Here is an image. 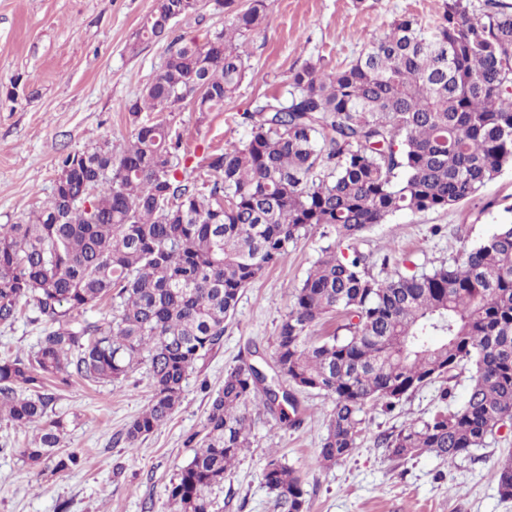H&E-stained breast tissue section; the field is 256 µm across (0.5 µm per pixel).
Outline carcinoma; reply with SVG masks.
Segmentation results:
<instances>
[{"instance_id":"carcinoma-1","label":"carcinoma","mask_w":512,"mask_h":512,"mask_svg":"<svg viewBox=\"0 0 512 512\" xmlns=\"http://www.w3.org/2000/svg\"><path fill=\"white\" fill-rule=\"evenodd\" d=\"M210 2L224 28L202 45L171 41L132 116L185 103L214 112L233 98L251 69L238 40L261 29L271 0ZM196 7L156 0L131 49L167 36ZM240 119L248 138L207 157L206 190L179 173L181 141L169 126L141 124L118 151L104 141L61 156L48 201L0 224V324L24 305L42 327L26 356L0 360V420L38 430L20 455L59 472L79 460L60 448L46 381L114 383L143 365L152 394L124 430L135 449L181 405L196 362L223 343L242 290L318 230L331 242L292 288L273 374L246 361L224 374L202 432L188 437L193 457L167 488L172 512H216L214 491L250 447L253 403L294 426L286 407L298 410L297 391L332 404L320 466L357 448L367 406L391 408L465 367V403L449 407L443 389L432 416L379 435L387 456L454 461L511 425L512 224L449 266L393 279L370 274L353 243L400 212L452 208L512 167V5L488 0L475 20L448 0L431 28L404 16L339 69L291 72L282 94L260 97ZM103 300L107 313L82 318ZM330 315L341 324L311 339ZM263 477L275 512H308L303 480L278 451ZM491 477L512 499V461Z\"/></svg>"}]
</instances>
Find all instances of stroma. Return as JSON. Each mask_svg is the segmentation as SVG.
<instances>
[{
    "label": "stroma",
    "mask_w": 512,
    "mask_h": 512,
    "mask_svg": "<svg viewBox=\"0 0 512 512\" xmlns=\"http://www.w3.org/2000/svg\"><path fill=\"white\" fill-rule=\"evenodd\" d=\"M448 0H274L262 30L242 42L251 69L220 112H144L132 119L129 103L163 65L169 42L204 43L224 26L211 6L199 5L173 24L167 38L131 50L155 0H0V224H14L51 195L59 158L103 141L120 147L136 121L164 120L180 134L193 177L203 178L204 158L248 136L242 112L262 95L282 93L290 73L306 63L335 69L356 60L368 41L412 15L429 27ZM512 218V167L473 198L450 209L402 212L370 228L356 244L369 271L384 279L452 263ZM327 241L312 233L291 245L285 263L245 288L226 321L224 341L197 361L181 405L166 426L129 449L126 425L147 405L145 370L122 382L53 383V414L64 422L62 448L76 452L72 469L53 472L18 454L33 430L0 420V512H167V487L193 456L187 438L200 431L209 400L225 372L242 359L274 364L282 319L293 306L291 290L306 276ZM462 369L447 387L462 404L471 385ZM441 382L403 397L393 409L368 406L357 450L329 467L316 463L331 404L318 392L298 393L299 425L258 413L251 447L215 492L220 512H273L264 484L269 449H278L301 475L309 512H512L490 472L512 457V427L490 436L472 455L447 463L425 454L389 459L380 434L409 420L427 419L439 404Z\"/></svg>",
    "instance_id": "35a3bbf8"
}]
</instances>
